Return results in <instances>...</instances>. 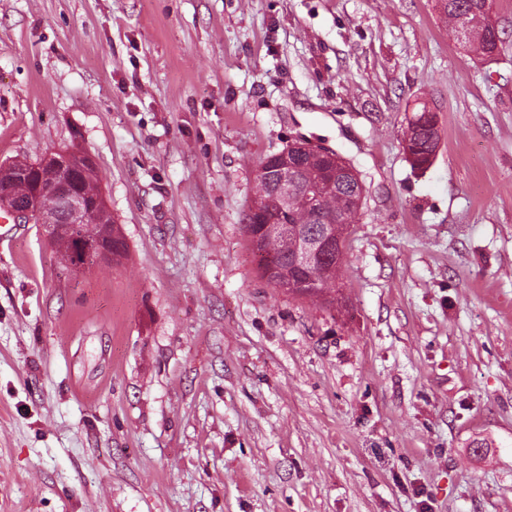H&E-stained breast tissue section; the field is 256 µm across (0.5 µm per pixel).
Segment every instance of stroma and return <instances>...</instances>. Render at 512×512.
<instances>
[{
	"mask_svg": "<svg viewBox=\"0 0 512 512\" xmlns=\"http://www.w3.org/2000/svg\"><path fill=\"white\" fill-rule=\"evenodd\" d=\"M491 16L484 59L441 0H0V163L92 155L127 248L75 271L26 223L0 251V512H512ZM299 140L364 186L331 305L267 284L242 224ZM426 112H429L425 108L422 109L421 112L417 113L415 116V120L411 123L408 132L412 133L413 136L419 141V145L421 147L420 153L423 155L422 159L417 163L412 162L414 166L423 167L425 164L430 163L429 155L434 152L438 144V139L432 140V136H430L423 125V118L425 117ZM435 154V152H434Z\"/></svg>",
	"mask_w": 512,
	"mask_h": 512,
	"instance_id": "obj_1",
	"label": "stroma"
}]
</instances>
